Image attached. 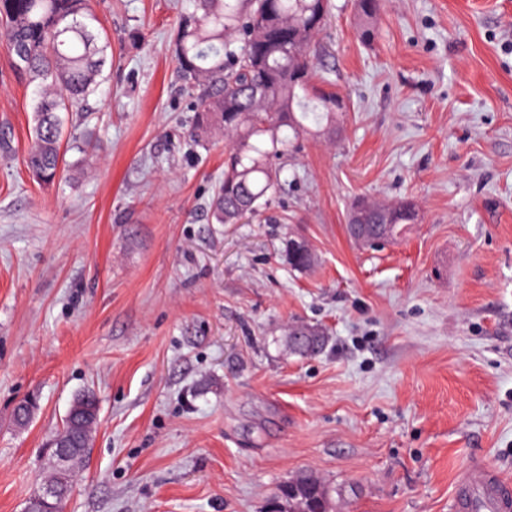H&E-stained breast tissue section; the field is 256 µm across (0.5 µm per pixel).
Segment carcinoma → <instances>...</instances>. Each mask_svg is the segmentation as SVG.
Wrapping results in <instances>:
<instances>
[{
  "instance_id": "carcinoma-1",
  "label": "carcinoma",
  "mask_w": 512,
  "mask_h": 512,
  "mask_svg": "<svg viewBox=\"0 0 512 512\" xmlns=\"http://www.w3.org/2000/svg\"><path fill=\"white\" fill-rule=\"evenodd\" d=\"M172 43L177 67L189 92L197 96L196 136L214 131L229 142L224 179L214 198L219 224H236L258 214L281 186V160L300 136L336 130L338 94L317 86L311 45L326 26L332 0H188ZM380 0H358L359 38H375ZM97 15L90 0H0V35L15 74L37 84L35 128L27 152L33 177L51 181L60 173L62 112H71L92 93L106 62L108 42L95 33ZM392 213L386 237L416 220L415 204L402 199L383 207L368 206V223L379 209ZM307 245L288 246V264L311 266ZM309 333L301 341L290 335L291 352L316 356L326 346L323 331L296 325ZM66 420L56 438L78 448L73 464L86 456L89 420L73 426ZM275 512H333L325 484L301 474L279 489Z\"/></svg>"
}]
</instances>
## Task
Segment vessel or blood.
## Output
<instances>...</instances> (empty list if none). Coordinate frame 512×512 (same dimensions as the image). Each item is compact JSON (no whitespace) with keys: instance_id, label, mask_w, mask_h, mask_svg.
Masks as SVG:
<instances>
[{"instance_id":"b4317fda","label":"vessel or blood","mask_w":512,"mask_h":512,"mask_svg":"<svg viewBox=\"0 0 512 512\" xmlns=\"http://www.w3.org/2000/svg\"><path fill=\"white\" fill-rule=\"evenodd\" d=\"M456 512H512V483L479 462L467 464L457 478Z\"/></svg>"}]
</instances>
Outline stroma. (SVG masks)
Returning a JSON list of instances; mask_svg holds the SVG:
<instances>
[{
  "label": "stroma",
  "instance_id": "stroma-1",
  "mask_svg": "<svg viewBox=\"0 0 512 512\" xmlns=\"http://www.w3.org/2000/svg\"><path fill=\"white\" fill-rule=\"evenodd\" d=\"M333 4L312 50L341 131L301 138L246 224L212 216L226 140L189 137L185 0H93L112 60L49 183L0 39V512L39 492L87 391L65 512H268L304 472L335 512H452L468 461L512 482V0H384L369 45ZM358 197L417 219L357 246ZM300 322L320 355L289 352ZM310 325H296L291 328L288 333L287 344L291 352L302 357L319 355L326 346V336L323 331ZM292 332L305 334V332H313L316 336H307L301 341H296ZM74 421H75V418L67 419L65 426L56 435L55 438H58V439L64 440V441H68L71 443L72 447H77V448H79V450H78V452L75 453V459H74L70 469L66 473L61 474L55 468L54 476L52 478V479H56L57 477H59L61 475L62 477H64L66 479V481L70 487H71V482H70L71 468L74 464L76 465V468H77L78 465L83 461L84 457L86 456L87 451H85L84 449L81 450L80 448H89L90 439H91V436L85 429L86 425L90 422V420L83 419L82 424H80L77 427L73 426Z\"/></svg>",
  "mask_w": 512,
  "mask_h": 512
}]
</instances>
